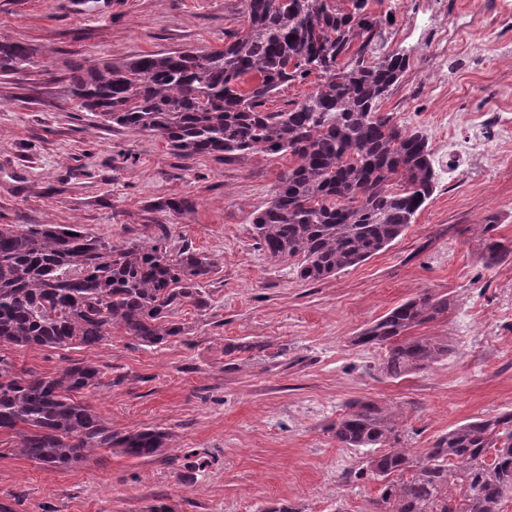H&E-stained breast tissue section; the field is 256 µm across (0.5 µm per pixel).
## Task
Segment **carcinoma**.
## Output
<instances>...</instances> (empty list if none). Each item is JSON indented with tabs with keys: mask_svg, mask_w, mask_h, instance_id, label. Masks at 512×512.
<instances>
[{
	"mask_svg": "<svg viewBox=\"0 0 512 512\" xmlns=\"http://www.w3.org/2000/svg\"><path fill=\"white\" fill-rule=\"evenodd\" d=\"M246 0L248 26L220 50L186 48L86 67L72 63L68 95L104 123L160 136L181 156L263 151L292 159L267 206L253 219L260 247L293 261L303 280L354 267L387 248L416 221L439 176L428 138L378 106L408 67L386 50L388 17L371 0ZM33 49L0 40V72L29 64ZM313 80L293 107L268 112L279 87ZM481 260L512 258V243L480 225ZM212 258L161 242L110 245L71 225H0V349L92 346L114 331L157 347L185 334L176 311L203 309L199 288ZM446 296L424 292L392 308L358 336L386 350L392 378L448 356L446 336H412L448 315ZM103 372L79 362L52 376L18 372L0 357V433L11 451L38 464L72 468L87 453L151 457L171 434L112 430L83 398ZM346 448H379L366 469L382 479L385 512H500L512 492V411L464 423L415 460L395 417L354 400L331 426Z\"/></svg>",
	"mask_w": 512,
	"mask_h": 512,
	"instance_id": "carcinoma-1",
	"label": "carcinoma"
}]
</instances>
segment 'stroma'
Instances as JSON below:
<instances>
[{"label":"stroma","mask_w":512,"mask_h":512,"mask_svg":"<svg viewBox=\"0 0 512 512\" xmlns=\"http://www.w3.org/2000/svg\"><path fill=\"white\" fill-rule=\"evenodd\" d=\"M512 0H444L459 24L420 25L390 41L409 66L380 109L420 128L435 161L466 122L492 105L512 115V29L489 17ZM244 0H0V39L34 48L30 64L0 73V224H74L115 245L163 240L215 258L201 283L210 305L184 304L185 334L158 347L116 332L91 347H5L16 367L51 376L90 360L102 385L88 398L118 432H171L148 459L98 450L57 469L0 457V512H379L372 451L342 448L330 426L352 400L397 411L404 446L421 457L441 435L512 411V261L483 266L478 225L512 242V141L493 142L492 164L443 173L414 224L362 264L320 281L271 260L253 217L287 158L262 151L185 158L161 137L77 111L66 65L120 61L184 48H223L245 27ZM447 63L445 89L429 85ZM427 291L447 296L445 319L416 328L447 337V357L400 378L385 351L357 345L361 330Z\"/></svg>","instance_id":"stroma-1"}]
</instances>
